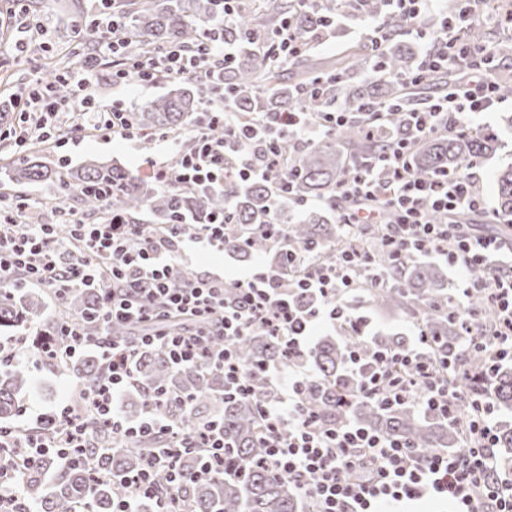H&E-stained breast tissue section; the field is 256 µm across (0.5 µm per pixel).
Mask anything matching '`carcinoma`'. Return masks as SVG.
<instances>
[{
    "instance_id": "carcinoma-1",
    "label": "carcinoma",
    "mask_w": 512,
    "mask_h": 512,
    "mask_svg": "<svg viewBox=\"0 0 512 512\" xmlns=\"http://www.w3.org/2000/svg\"><path fill=\"white\" fill-rule=\"evenodd\" d=\"M28 25L38 27L65 45L81 42L96 25L84 0H69L64 14L48 10L46 0H26L22 5ZM123 36L129 50L143 58H152L171 46L195 50L204 37L217 35L238 47V58L227 68L215 70L206 84L189 78L175 79L169 90L146 101L135 112L137 127L151 133H173L183 146L193 144L185 135L196 124L199 100L204 91L232 102L237 118L252 123L261 112L283 114L301 112L317 122L330 110L332 102L348 104L375 101L385 107L383 120L375 127L353 122L342 127L338 136L300 149L286 137L277 139L282 164L264 176L248 182L233 178L223 187L203 190H164L129 169L89 160L68 169L53 170L37 157L11 162L4 168L7 184L21 185L49 182L65 198L77 196L80 211L88 219L100 218L104 207L98 190L111 188L109 210L127 221L139 222L141 214H150L152 223L161 227L180 225L191 236L197 225L224 217L237 227L224 234V253L243 262L261 260L268 271L285 287L291 302L302 309L316 304L315 296L296 287L306 267L288 265L286 250L302 258L310 257L319 266L336 264L343 250L373 243L372 254L388 262L382 229L372 224L356 225L345 230L336 223V182L342 175L346 158L342 148H353L352 155H371L387 145L388 136L399 128L400 117L420 107L425 90L439 84L459 81L454 71L431 74L418 85L402 78L415 72L421 64L415 52L400 43L396 36L404 27L403 17L388 9L385 0H360L348 18L368 16L383 20L391 35L377 59L350 46L337 55L336 61L324 65L317 61L312 42L317 38L340 37L341 26L334 22L335 0H243L237 18L224 22V0H126ZM291 24L306 43V49L291 61L284 60L283 47L267 44L273 31ZM291 69L295 79L284 80L283 72ZM497 138L484 131L472 135L420 137L410 142L412 173L427 178L434 173L461 171L476 156L495 150ZM497 208L512 216V167L497 174ZM318 198L325 206L303 212L293 222H284L281 204L291 200L304 203ZM392 287L367 288L365 292L376 305L387 309L412 308L430 338L425 362L434 376L448 387L477 397L490 391L497 410L512 412V368L499 366L489 370L486 352L473 345L492 332L494 319L483 296L475 292L468 297L473 311V335H465L461 319L454 313L455 297L446 288L444 269L423 263L405 253L391 268ZM42 302L24 287L0 291V329L21 332L41 319ZM99 315L97 294L85 289L66 294L59 313L43 320L47 331L65 321ZM139 328L130 323H114L108 329L109 340L127 344L135 340ZM14 358L0 361V422L18 416L28 391L30 377L23 361L22 349ZM241 365L253 371L249 397L230 395L224 373L201 367L173 364L165 349L140 350L135 369L136 382L129 397L145 406V392L158 387L191 400V411L179 421L192 427L215 421L224 427V453L237 464L233 475L202 470L197 453H185L178 467L191 476L186 486L190 512H299L314 508L304 502L296 485L276 474L265 461L264 424L259 408L277 397V387L257 366L263 362L286 370L293 364L307 362L314 374L305 389L308 404L319 420L336 425L356 423L390 439L412 446L422 457L444 449H464L463 425L468 409L461 407L459 421L453 423L435 412L422 410L417 403L384 406L359 392V381L348 367L349 354L357 351L366 361L376 352L412 353L405 337L380 333L371 339L343 335L326 336L302 355H290L283 343L262 329L234 343ZM100 353L60 362V368L79 376L83 387L92 386L102 369ZM496 458L501 469L512 467V427L496 429ZM100 441L107 447L105 469L110 476L95 480L82 466H67L46 455L30 467L23 480L19 503L21 509L34 512H112V503L123 493L120 477L140 467L142 449H159L156 437L137 439L130 448L112 437V429L100 425Z\"/></svg>"
}]
</instances>
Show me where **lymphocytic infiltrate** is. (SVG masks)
<instances>
[{"mask_svg":"<svg viewBox=\"0 0 512 512\" xmlns=\"http://www.w3.org/2000/svg\"><path fill=\"white\" fill-rule=\"evenodd\" d=\"M388 3L428 46L422 68L408 75V82L421 83L452 61L468 67L469 72L463 83L405 113L406 134L396 137L387 151L347 164L336 184V199L344 204L338 221L374 224L381 210L392 212L393 221L384 226L390 256L411 251L420 257L439 258L455 268L461 275L456 303L459 318L468 319L465 300L474 291H481L496 314L494 330L481 347L492 363L512 360V256L496 241L474 239L454 223L432 220L437 213L465 211L484 216L493 224L503 223L499 212L488 210L477 188L475 172L481 167L480 160L470 161L465 170L423 179L412 174L408 156L410 137L467 131L479 114L492 111L500 101L493 47L462 38L470 22L485 18L484 0H464L457 18L441 20L435 29L424 26L422 19L436 12V0ZM236 56L233 46L212 38L193 52L175 46L155 60H128L126 67L113 71L112 77L121 82L133 75L144 84L154 82L160 74L203 81L211 70L232 63ZM26 106V119L34 122L44 141L56 133L57 119L64 115L70 116L72 129L90 131L102 139L138 137L131 112L86 98L58 97L49 83H38ZM375 109L372 103H337L316 124L277 116L243 126L235 121L228 103L209 97L194 129V146L174 147L173 158L152 161L154 177L165 188H208L223 183L230 173L226 159L233 154L239 163L231 173L243 181L257 179L281 163L273 144L275 132L287 133L298 145L311 146ZM216 124L224 127L222 137L214 138L207 132ZM26 207L24 199L0 196V288L42 286L57 297L77 288H96L104 299L102 332L112 322L126 321L137 324L139 334L133 343L112 345L102 332L87 335L78 320L57 329L53 357L67 358L77 349L93 346L106 360L104 373L92 388L82 392L80 402L66 405L57 414L40 415L36 428L1 426L0 447L24 446L20 460L24 467L48 453L67 462L77 457L90 467L100 455L101 445L93 439L97 423H106L113 434L129 439L146 434L166 436L168 443L162 451L149 454L139 470L121 477L125 494L113 512H138L139 504L147 499L156 502L157 512H182L188 478L176 466L180 449H199L208 468L224 467L222 430L211 421L196 427L175 422L167 411L170 399L164 392L151 393L139 420L130 421L122 415L118 399L134 382V362L140 348L160 346L177 365L223 371L229 385L247 396L251 393L249 372L239 363L232 347L234 340L259 326L282 341L289 352L300 353L322 324L364 335L370 327L368 317L354 313L341 298L354 291L358 275L380 285L388 282L386 270L376 264L372 254L353 248L339 255L335 267H315L307 278L299 280L300 288L320 299L310 310L296 309L262 267L240 281V293L231 301L224 296L223 277L217 275L175 287L178 256L187 241L177 227L160 234L147 224L124 223L117 214L88 224L63 206L59 209L61 218L71 225L79 245L78 250H65L50 224L30 225L28 232L18 237L12 234L14 213ZM475 266L492 268L493 278L482 283L469 279L467 272ZM170 317L195 320L200 327L169 335L160 324ZM216 336L222 337V345L213 344ZM392 360L410 372L422 374L427 370L416 355L392 358L381 354L367 365L359 354H352L349 368L359 376L363 395L384 404L414 399L424 409L454 416L462 401L459 394L432 381L423 396H416L413 384L386 377L383 367ZM262 371L281 386L277 400L262 408L268 462L278 475L293 480L304 498L314 502L315 512H382L406 500L428 497L451 500L454 512H512V484L497 474L496 408L491 393L471 404V438L464 452L422 458L410 445L380 437L359 425L318 423L304 400L303 388L309 379L306 364H298L284 376L270 365L263 366ZM284 424L291 429L285 439L278 434Z\"/></svg>","mask_w":512,"mask_h":512,"instance_id":"obj_1","label":"lymphocytic infiltrate"}]
</instances>
